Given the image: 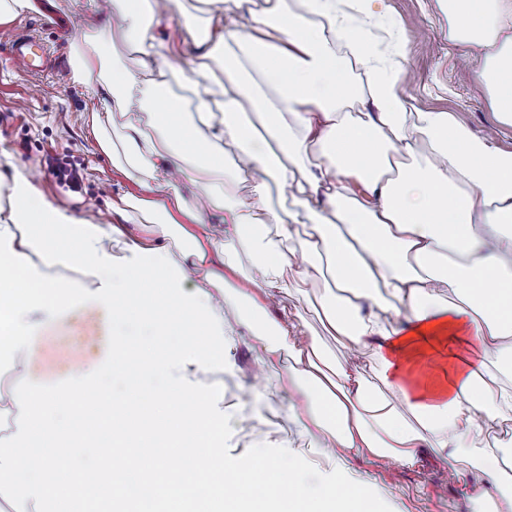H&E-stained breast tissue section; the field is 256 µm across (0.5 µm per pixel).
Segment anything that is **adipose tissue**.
Segmentation results:
<instances>
[{"label": "adipose tissue", "mask_w": 512, "mask_h": 512, "mask_svg": "<svg viewBox=\"0 0 512 512\" xmlns=\"http://www.w3.org/2000/svg\"><path fill=\"white\" fill-rule=\"evenodd\" d=\"M374 0H208L188 58L158 37L180 0H114L111 24L155 62L178 70L207 120L214 84L244 87L250 105L224 100L211 141L155 79L103 72V50L78 59L81 79L106 91L93 132L111 106L126 117L105 151L123 158L144 193L129 218L151 225L155 244L125 241L40 198L30 174L6 176L0 220V512H384L368 480L345 460L369 455L415 466L428 448L476 473V503L512 507V151L445 112H414L404 74L365 40ZM448 41L468 45L499 124L512 126V0H441ZM351 58L336 54L335 41ZM369 77L372 110L354 109L350 62ZM163 106L166 120H145ZM241 152L227 166L224 143ZM195 191L184 198L182 182ZM247 183L253 198L230 191ZM292 199L268 206L270 184ZM221 214L218 232L190 226ZM260 270L256 313L230 278L239 252ZM78 271L63 288L54 269ZM330 278L324 318L343 349L332 363L289 312L268 303ZM94 307L108 319L147 322L137 343L110 336L61 380L29 376L49 322ZM248 332L261 365L286 363L295 422L331 461L308 487L290 461L226 466L224 342ZM434 366L435 375L424 374ZM119 376L120 388L105 386ZM160 375L165 384L147 386ZM106 455L81 473V451Z\"/></svg>", "instance_id": "obj_1"}]
</instances>
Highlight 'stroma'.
<instances>
[{
	"label": "stroma",
	"mask_w": 512,
	"mask_h": 512,
	"mask_svg": "<svg viewBox=\"0 0 512 512\" xmlns=\"http://www.w3.org/2000/svg\"><path fill=\"white\" fill-rule=\"evenodd\" d=\"M85 0H38L36 9L0 22V171L9 165L26 168L40 194L94 224H116L113 203L142 196L134 179L113 165L89 124L95 82L75 75V62L86 47ZM385 18L369 28L373 48L393 55L407 71L400 94L412 109L448 112L474 133L495 131L497 144L512 150V127L498 125L489 94L479 76L465 64L466 50L448 43V20L438 0H383ZM35 33L58 54V66L38 77L23 72L8 56L11 40ZM106 66L148 69L168 93L185 104L187 119H195L194 95L178 73L157 67L136 50L119 48ZM77 170L78 181L66 177ZM148 324L108 320L93 309L77 312L50 325L34 347L29 371L52 379L69 369L72 337H82L87 356H95L99 337L113 333L131 342L146 339ZM224 458L249 467L290 455L300 471L316 477L329 462L311 448L309 439L291 420L293 399L287 383L274 381L261 401L251 396L256 353L247 335L224 345ZM353 474L369 477L383 496L386 512H476L472 488L475 475L461 471L449 479L448 467L429 450L417 465L384 470L366 457L350 461Z\"/></svg>",
	"instance_id": "1"
}]
</instances>
